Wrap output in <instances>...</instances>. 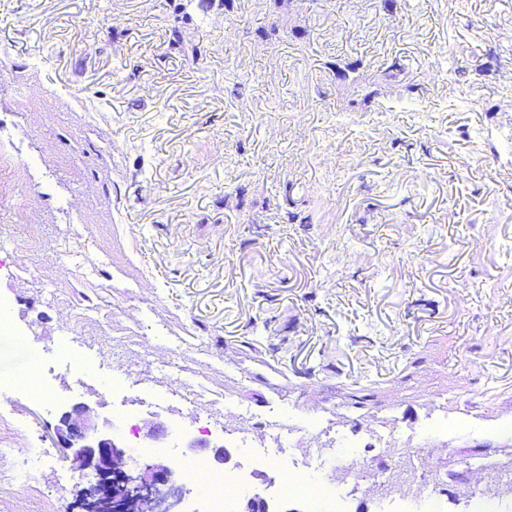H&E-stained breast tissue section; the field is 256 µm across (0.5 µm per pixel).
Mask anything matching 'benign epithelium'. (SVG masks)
<instances>
[{"mask_svg":"<svg viewBox=\"0 0 512 512\" xmlns=\"http://www.w3.org/2000/svg\"><path fill=\"white\" fill-rule=\"evenodd\" d=\"M54 437L72 470L94 475L89 489L75 500V512H179L183 490L171 469L157 462L132 469L127 448L87 404L64 412Z\"/></svg>","mask_w":512,"mask_h":512,"instance_id":"1","label":"benign epithelium"}]
</instances>
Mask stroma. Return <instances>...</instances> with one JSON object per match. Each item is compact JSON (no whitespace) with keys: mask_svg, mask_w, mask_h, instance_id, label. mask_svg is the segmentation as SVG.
<instances>
[{"mask_svg":"<svg viewBox=\"0 0 512 512\" xmlns=\"http://www.w3.org/2000/svg\"><path fill=\"white\" fill-rule=\"evenodd\" d=\"M509 126L512 0H0V143L37 238L0 249V377L43 367L111 418V382L78 385L57 351L67 292L102 325L139 319L146 358L106 339L93 361L234 379L254 417L229 466L273 507L304 503L244 446L277 405L289 456L347 438L387 473L327 472L350 512L431 491L472 512L477 482L512 512V139H483ZM443 394L448 432L427 436ZM61 412L0 392L47 448ZM319 412L330 430L301 431ZM133 430L224 443L186 410ZM73 476L0 480V512H52L38 491Z\"/></svg>","mask_w":512,"mask_h":512,"instance_id":"stroma-1","label":"stroma"}]
</instances>
